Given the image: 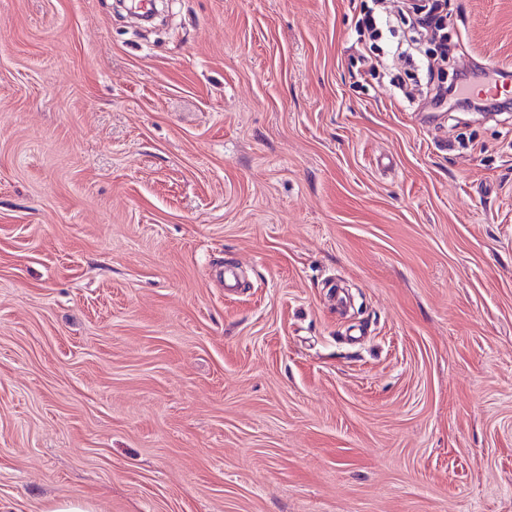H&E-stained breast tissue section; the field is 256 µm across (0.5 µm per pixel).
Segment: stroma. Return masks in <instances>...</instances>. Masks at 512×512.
<instances>
[{
	"mask_svg": "<svg viewBox=\"0 0 512 512\" xmlns=\"http://www.w3.org/2000/svg\"><path fill=\"white\" fill-rule=\"evenodd\" d=\"M371 2L0 0V512H512V109ZM387 26L386 19L380 13L367 11L358 21L356 30L358 40L368 34L369 37H378L382 35L384 27ZM469 78L462 77L457 83H451L446 88L439 86L433 97L437 105L444 104L448 97L449 100L458 107L476 110H503L509 108L510 100L486 96L479 97L467 94V90L472 87Z\"/></svg>",
	"mask_w": 512,
	"mask_h": 512,
	"instance_id": "1",
	"label": "stroma"
}]
</instances>
